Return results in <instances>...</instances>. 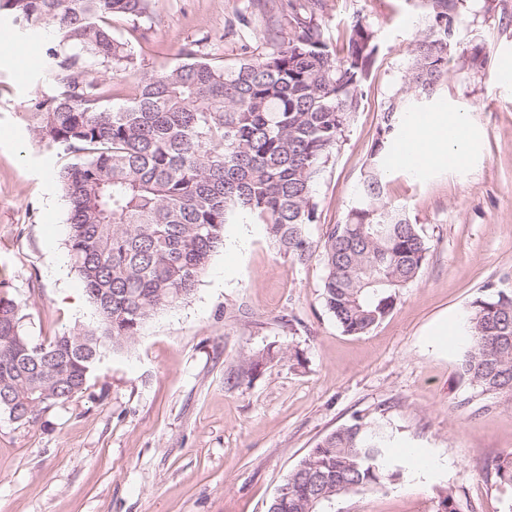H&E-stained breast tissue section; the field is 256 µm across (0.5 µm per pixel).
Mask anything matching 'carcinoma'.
Masks as SVG:
<instances>
[{"label": "carcinoma", "instance_id": "obj_1", "mask_svg": "<svg viewBox=\"0 0 512 512\" xmlns=\"http://www.w3.org/2000/svg\"><path fill=\"white\" fill-rule=\"evenodd\" d=\"M465 2L422 0L424 27L404 86L383 108L358 201L317 246L306 234L317 220L314 186L361 109L378 50L361 17L335 48L321 21L325 0H246L236 10L246 29L278 14L262 31L266 53L244 51L218 66L186 46L179 63L142 75L116 108L103 104L91 67H135L128 43L112 34V18H143L149 0H0L14 21L47 22L58 34L48 56L59 91L34 104L31 131L38 145L73 154L59 172L66 246L96 314L77 334L36 342L22 332L19 305L0 297V412L29 423L86 390L102 349L129 346L156 313L189 298L237 211L265 224L290 258L306 262L321 250L324 305L344 332L363 335L383 321L418 276L428 246L406 212L384 200L381 167L409 111L406 96L429 100L447 78ZM467 333L459 374L481 410L512 396V294L477 298ZM391 438L384 424L357 418L326 434L269 508L320 512L339 495L402 479ZM494 470L512 488V457Z\"/></svg>", "mask_w": 512, "mask_h": 512}]
</instances>
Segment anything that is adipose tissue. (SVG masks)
I'll return each mask as SVG.
<instances>
[{"label": "adipose tissue", "instance_id": "obj_1", "mask_svg": "<svg viewBox=\"0 0 512 512\" xmlns=\"http://www.w3.org/2000/svg\"><path fill=\"white\" fill-rule=\"evenodd\" d=\"M400 140L409 149L394 154L393 168L418 174L434 163L454 167L471 163L477 153L479 134L469 113L464 111L410 112L405 116Z\"/></svg>", "mask_w": 512, "mask_h": 512}]
</instances>
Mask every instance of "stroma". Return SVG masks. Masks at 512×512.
Returning a JSON list of instances; mask_svg holds the SVG:
<instances>
[{"mask_svg": "<svg viewBox=\"0 0 512 512\" xmlns=\"http://www.w3.org/2000/svg\"><path fill=\"white\" fill-rule=\"evenodd\" d=\"M242 0H150V16L114 20L136 66L100 68L105 103L123 104L143 73L173 67L182 48L227 65L226 33ZM375 30L378 52L357 112L315 186L311 240L344 221L367 169L382 108L401 86L420 28L419 0H325L323 21L342 39L353 16ZM0 296L37 341L80 332L94 318L69 261L67 205L55 173L69 157L39 147L26 114L55 94L45 52L48 25L24 29L0 14ZM480 46L485 70L463 49ZM512 0H467L447 81L433 100L469 111L478 159L387 176V200L403 207L429 246L417 278L368 334L343 332L324 306L321 256L280 254L264 225L236 215L193 295L160 311L135 342L107 352L87 390L21 423L0 412V512H266L289 472L316 442L355 418L392 428L397 454L432 460L397 483L351 492L322 512H438L453 492L461 512H505L490 461L512 456V398L474 411L459 376L461 336H432L469 312L487 287L512 291Z\"/></svg>", "mask_w": 512, "mask_h": 512, "instance_id": "1", "label": "stroma"}]
</instances>
